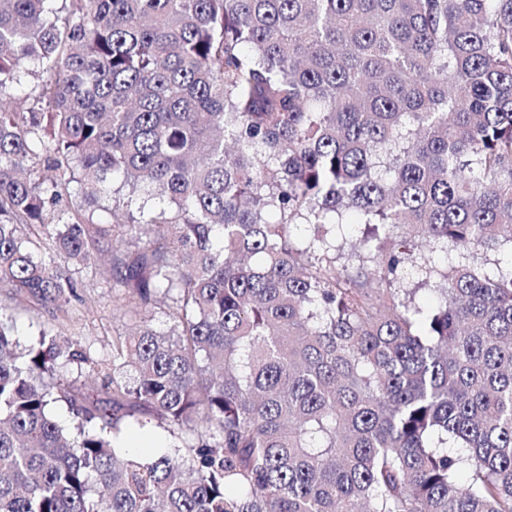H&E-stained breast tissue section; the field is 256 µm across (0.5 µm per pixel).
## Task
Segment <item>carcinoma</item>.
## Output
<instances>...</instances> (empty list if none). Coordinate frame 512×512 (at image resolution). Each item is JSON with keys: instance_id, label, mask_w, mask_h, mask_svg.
Wrapping results in <instances>:
<instances>
[{"instance_id": "cac0c4a2", "label": "carcinoma", "mask_w": 512, "mask_h": 512, "mask_svg": "<svg viewBox=\"0 0 512 512\" xmlns=\"http://www.w3.org/2000/svg\"><path fill=\"white\" fill-rule=\"evenodd\" d=\"M412 237L512 245V0H0V288L64 312L107 253L142 310L93 360L0 308V512H512V264L423 308ZM140 411L197 442L126 452ZM348 224H336L330 234L336 246L341 248L344 260L349 263H357L360 255L365 252L363 245L366 239L367 228L365 224L356 223V216L351 214L345 218ZM405 288H412L415 290L417 301L425 307L433 305L437 297L433 288H435V278L429 280H422L418 277L413 270L407 269L403 273ZM57 381L68 389L79 392L83 396L96 395L99 390V382L88 373L86 369H77L76 366L61 370L57 373Z\"/></svg>"}]
</instances>
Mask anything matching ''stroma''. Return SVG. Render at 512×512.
<instances>
[{
    "instance_id": "stroma-1",
    "label": "stroma",
    "mask_w": 512,
    "mask_h": 512,
    "mask_svg": "<svg viewBox=\"0 0 512 512\" xmlns=\"http://www.w3.org/2000/svg\"><path fill=\"white\" fill-rule=\"evenodd\" d=\"M73 276L80 298L65 314L52 316L46 308L22 301L6 288L0 289V308L12 315L21 343L36 341L45 331L78 339L91 359L107 358L113 339L126 335L132 324L121 291L114 288L110 272L100 262L74 267Z\"/></svg>"
}]
</instances>
